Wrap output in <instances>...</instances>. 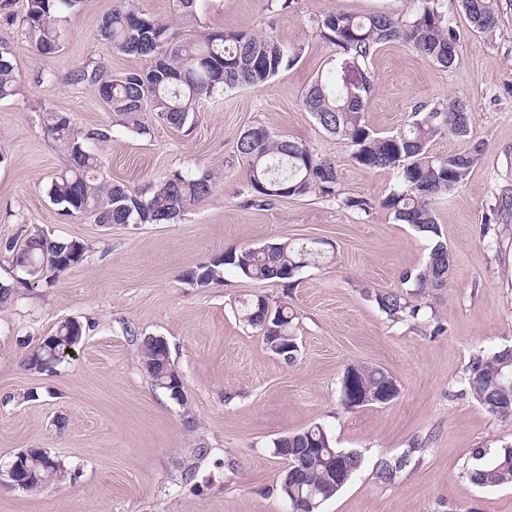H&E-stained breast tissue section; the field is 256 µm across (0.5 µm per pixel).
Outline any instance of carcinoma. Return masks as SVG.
<instances>
[{
  "mask_svg": "<svg viewBox=\"0 0 512 512\" xmlns=\"http://www.w3.org/2000/svg\"><path fill=\"white\" fill-rule=\"evenodd\" d=\"M80 2L25 0L23 12L8 15L7 21L25 32L36 54L52 55L61 48L56 15L74 10ZM419 2L420 8L406 21L384 13L325 14L318 28L320 36L336 47L331 70L339 80L329 84L316 79L304 93L301 104L327 133L349 144L356 165L395 174L398 188L382 199L381 206L397 222L410 225L433 242L425 265L403 276V282L417 292H424L444 287L452 267V257L441 240L431 201L464 183L479 160L481 148L476 144L469 151L445 156L431 150V143L438 136L471 137L473 116L462 99L441 103L427 112L416 109L402 129L390 134L376 133L365 123L364 112L375 90L368 64L384 45L405 42L444 68L454 65L458 32L438 7V0ZM459 7L477 30L485 31L497 24L498 0H459ZM99 32L113 49L144 58L149 66L112 78L92 61L74 69L70 83L96 86L114 122L139 134L149 130L148 120L153 115L171 128H181L194 118L203 100L214 93L262 86L300 59L298 49L283 45L274 35L248 31L209 27L197 39L175 44L168 36L167 25L143 11L134 0H118L103 16ZM17 88L12 52L0 44V101L15 96ZM43 125L47 136L69 160L66 170L52 180L48 191L52 203L61 206L66 214H88L96 224H169L189 207L208 198L216 184L210 172L197 176L174 174L144 191L106 180L101 173V159L92 145L111 139V126L79 130L68 115L53 111L44 113ZM235 155L246 166L252 204H270L315 193L336 200L342 209L367 212L365 199L340 189L333 163L302 142L274 135L263 127H251L238 137ZM511 208L512 195L504 191L489 205L484 224L499 223L502 214ZM6 249L12 253L16 268L24 264L32 268V272L25 274L27 279L40 275L36 268L45 255L70 249L76 254L73 263L78 265L89 252L88 244L80 239L51 238L39 230L20 241L6 243ZM323 259L322 253L309 246L288 241L245 245L229 251L222 260L197 265L185 278L191 284L212 283L220 280L222 266L231 265L247 279L287 287L301 269ZM375 300L392 321L415 320L422 315L421 306L406 301L399 292L378 293ZM264 307L280 314L278 321L272 323L278 328L272 338L262 332L258 322ZM294 320L295 315L287 305H272L263 296L252 298L242 309V322L262 333L265 345L288 344L290 363L298 353ZM85 332L84 325L73 319L64 320L36 350L42 356L50 350L65 356L82 342ZM141 354L143 367L156 387L181 382L166 344L146 336ZM344 374L351 375L358 388L370 394L393 385L389 374L373 366L350 365ZM465 383L472 398L489 413L512 420V346L473 357L467 366ZM280 447L288 449L289 459L303 467L300 481L289 484L292 512H318L323 502L342 489L332 477L333 469L342 470L349 480L362 463L360 454L335 448L319 425L273 442V448ZM409 462L407 453L382 459L375 478L391 483ZM21 468L27 477V491L40 490L66 473L63 463L42 449L28 453ZM466 475L483 488L512 485V446L493 452L475 449L467 462Z\"/></svg>",
  "mask_w": 512,
  "mask_h": 512,
  "instance_id": "obj_1",
  "label": "carcinoma"
}]
</instances>
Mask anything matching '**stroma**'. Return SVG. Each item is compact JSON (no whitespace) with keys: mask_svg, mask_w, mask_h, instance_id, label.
<instances>
[{"mask_svg":"<svg viewBox=\"0 0 512 512\" xmlns=\"http://www.w3.org/2000/svg\"><path fill=\"white\" fill-rule=\"evenodd\" d=\"M115 2L82 0L76 12L59 13L63 43L49 57L36 55L4 20L23 0L0 7V40L19 81L17 95L0 101V281L14 284L4 242L34 230L90 247L51 285H14L12 303L0 308V469L22 450L44 448L68 471L37 492L0 484V512H289L280 490L287 463L272 442L315 424L336 448L362 458L320 512H512V486L481 488L465 474L473 449L512 446V422L487 412L464 383L474 355L512 345V214L489 227L482 222L495 193L512 190V0H499V21L483 32L470 29L457 0H439L461 34L452 68L404 42L382 47L369 63L376 91L364 119L371 130L396 131L416 107L462 98L474 116L472 140L443 137L432 149L445 155L476 140L484 145L464 184L433 203L452 273L444 288L422 295L402 275L424 265L431 244L382 207L397 187L394 174L356 166L348 144L301 105L307 86L331 74L334 47L318 29L324 14L405 20L418 0H292L285 9L268 0H198L193 19L177 12L175 0H139L177 42L215 27L270 32L301 50L299 62L269 83L217 93L184 127L154 121L146 134L113 124L95 86L68 82L89 60L115 77L147 68L99 35ZM41 71L52 81L36 83ZM49 110L79 129L111 126V139L96 146L109 180L142 189L177 172L208 171L214 191L173 224L104 226L62 215L48 195L66 165L44 132ZM253 126L331 159L340 188L365 198L368 214L318 195L248 204L235 149ZM286 240L317 242L327 254L290 287L243 278L229 265L206 288L183 278L229 249ZM385 291L407 294L425 317L390 320L375 301ZM257 295L295 309V362L274 355L240 321V302ZM70 318L87 327L81 344L54 372L28 370L29 351ZM147 336L166 341L185 404L142 368ZM354 364L391 375L399 396L346 407L341 381ZM407 451L412 461L394 482L375 478L381 459Z\"/></svg>","mask_w":512,"mask_h":512,"instance_id":"obj_1","label":"stroma"}]
</instances>
